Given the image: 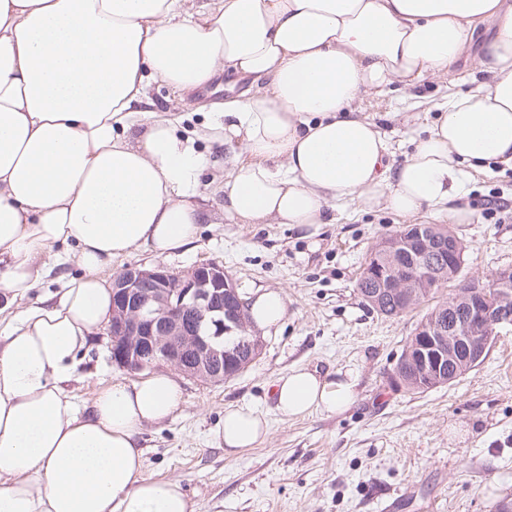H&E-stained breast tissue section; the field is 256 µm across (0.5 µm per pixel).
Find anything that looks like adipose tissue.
Wrapping results in <instances>:
<instances>
[{"instance_id":"1","label":"adipose tissue","mask_w":512,"mask_h":512,"mask_svg":"<svg viewBox=\"0 0 512 512\" xmlns=\"http://www.w3.org/2000/svg\"><path fill=\"white\" fill-rule=\"evenodd\" d=\"M487 22L489 83L454 95L391 164L353 110L361 89L447 72ZM225 73L267 87L192 131L149 108L152 82L186 95ZM202 140L249 156L220 186L239 224H330L350 204L463 223L472 169L512 167V0H0V294L27 296L60 243L73 250L59 264L82 270L0 330V512H194L179 482L145 477L139 440L179 408V383L117 380L85 406L68 385L111 319L113 258L196 240ZM273 392L286 418L355 396L351 378L305 368ZM266 433L261 412L232 407L216 440L232 455Z\"/></svg>"}]
</instances>
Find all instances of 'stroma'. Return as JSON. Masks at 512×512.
<instances>
[{
    "label": "stroma",
    "mask_w": 512,
    "mask_h": 512,
    "mask_svg": "<svg viewBox=\"0 0 512 512\" xmlns=\"http://www.w3.org/2000/svg\"><path fill=\"white\" fill-rule=\"evenodd\" d=\"M491 24L474 31L459 60L417 88L394 85L360 91L354 106L386 134L394 161L446 108L452 95L482 80L475 70ZM247 83L209 86L181 106L172 90L152 84L153 108L196 126L214 102L237 97ZM203 222L197 239L165 259L150 247L113 259L114 278L130 265L162 264L182 272L203 261L223 264L242 297L282 292L287 314L263 335L261 355L221 384L178 376L184 401L166 421L145 425L139 438L145 475L179 482L195 512H494L512 502V327L501 330L482 364L452 384L424 393L396 386L395 364L417 325L449 287L396 316L370 310L356 282L372 249L408 223H434L424 213L408 219L349 206L332 224L301 229L290 224H236L226 220L222 193L211 173L201 178ZM462 202L474 211L451 225L466 247L461 278L483 282L512 268V169L473 172ZM318 373L351 372L354 401L342 412L286 419L275 410V380L296 367ZM141 375L115 365L107 328L91 338L70 387L87 404L115 380ZM262 412L268 434L255 447L227 455L214 441L227 406Z\"/></svg>",
    "instance_id": "obj_1"
}]
</instances>
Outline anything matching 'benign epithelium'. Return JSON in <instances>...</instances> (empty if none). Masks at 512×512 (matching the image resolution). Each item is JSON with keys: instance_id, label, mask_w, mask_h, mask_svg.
<instances>
[{"instance_id": "7a95c632", "label": "benign epithelium", "mask_w": 512, "mask_h": 512, "mask_svg": "<svg viewBox=\"0 0 512 512\" xmlns=\"http://www.w3.org/2000/svg\"><path fill=\"white\" fill-rule=\"evenodd\" d=\"M385 247L403 251L407 263L382 265L369 256L362 277L375 283V295L402 294L411 306L415 292L430 293L442 285V275L459 272L463 253L457 238L440 236L416 224L399 232ZM446 317L423 320L417 357L422 371L441 374L448 363L474 365L492 345L499 330L512 326V268L496 273L489 287L469 284L465 300L444 306ZM243 327L238 352H248L243 372L260 355L262 338L250 332L243 300L224 266L213 261L181 274L166 268L133 266L112 280V361L132 371L167 365L184 376L220 384L224 377V333Z\"/></svg>"}]
</instances>
